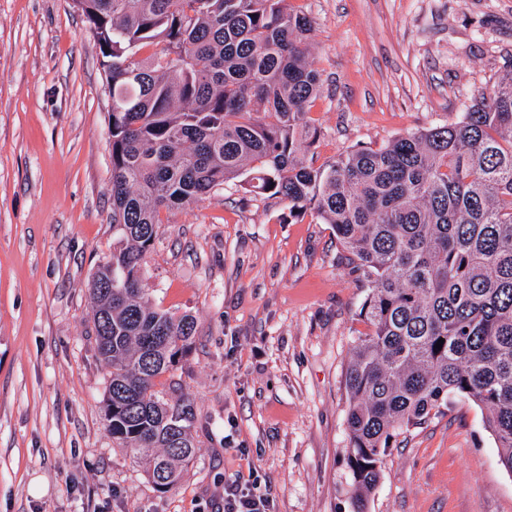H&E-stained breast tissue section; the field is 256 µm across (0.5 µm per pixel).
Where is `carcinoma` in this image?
Here are the masks:
<instances>
[{
	"label": "carcinoma",
	"instance_id": "carcinoma-1",
	"mask_svg": "<svg viewBox=\"0 0 512 512\" xmlns=\"http://www.w3.org/2000/svg\"><path fill=\"white\" fill-rule=\"evenodd\" d=\"M112 95V239L89 284L108 368L105 425L156 488L195 454L159 398L195 332L141 279L162 211L229 183L332 225L368 293L345 372L353 505L363 512L403 431L453 398L486 411L512 473V75L452 124L316 165L322 79L289 0H74ZM152 46L146 58L139 52ZM445 339L436 347L439 339Z\"/></svg>",
	"mask_w": 512,
	"mask_h": 512
}]
</instances>
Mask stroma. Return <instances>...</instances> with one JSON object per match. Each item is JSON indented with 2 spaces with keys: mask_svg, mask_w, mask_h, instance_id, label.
I'll return each mask as SVG.
<instances>
[{
  "mask_svg": "<svg viewBox=\"0 0 512 512\" xmlns=\"http://www.w3.org/2000/svg\"><path fill=\"white\" fill-rule=\"evenodd\" d=\"M311 23L319 162L460 120L512 72V0H291ZM111 98L73 0H0V512H353L344 370L366 289L331 225L227 187L163 213L153 304L196 319L158 381L197 448L162 492L104 426L89 282L112 252ZM485 412L455 400L399 438L366 512H512ZM269 499L255 495L242 481L224 484V512H269Z\"/></svg>",
  "mask_w": 512,
  "mask_h": 512,
  "instance_id": "1",
  "label": "stroma"
}]
</instances>
